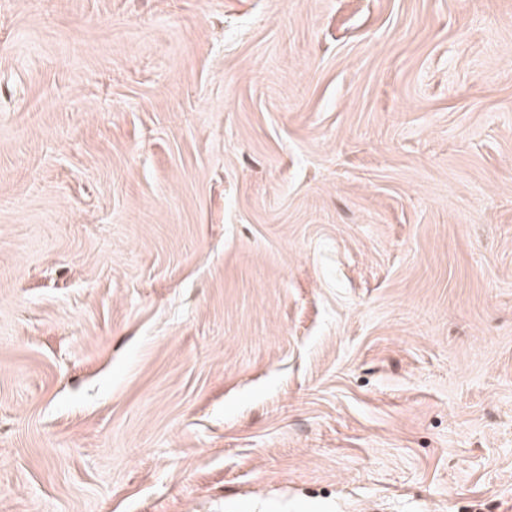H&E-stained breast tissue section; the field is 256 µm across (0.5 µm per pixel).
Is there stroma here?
Instances as JSON below:
<instances>
[{
    "instance_id": "35a3bbf8",
    "label": "stroma",
    "mask_w": 512,
    "mask_h": 512,
    "mask_svg": "<svg viewBox=\"0 0 512 512\" xmlns=\"http://www.w3.org/2000/svg\"><path fill=\"white\" fill-rule=\"evenodd\" d=\"M0 512H512V0H0Z\"/></svg>"
}]
</instances>
